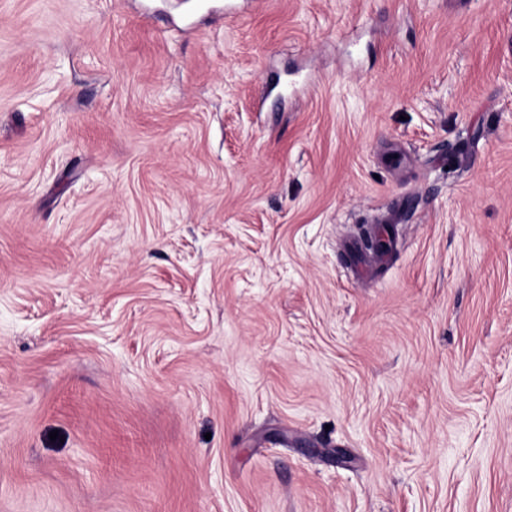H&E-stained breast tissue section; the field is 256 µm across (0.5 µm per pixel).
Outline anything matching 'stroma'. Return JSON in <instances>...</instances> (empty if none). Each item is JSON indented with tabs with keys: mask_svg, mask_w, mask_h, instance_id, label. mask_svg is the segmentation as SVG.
Returning a JSON list of instances; mask_svg holds the SVG:
<instances>
[{
	"mask_svg": "<svg viewBox=\"0 0 512 512\" xmlns=\"http://www.w3.org/2000/svg\"><path fill=\"white\" fill-rule=\"evenodd\" d=\"M209 2L0 0V512H512V0Z\"/></svg>",
	"mask_w": 512,
	"mask_h": 512,
	"instance_id": "1",
	"label": "stroma"
}]
</instances>
